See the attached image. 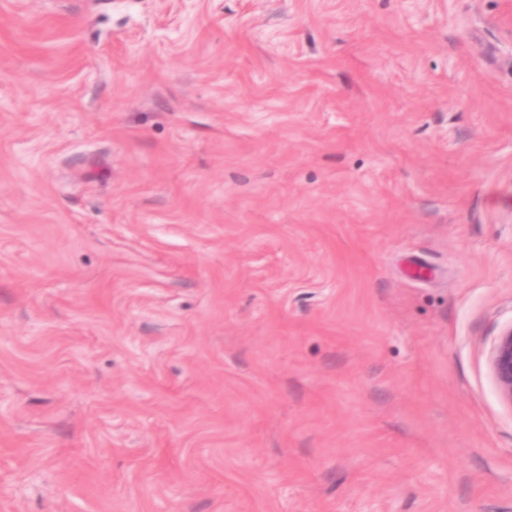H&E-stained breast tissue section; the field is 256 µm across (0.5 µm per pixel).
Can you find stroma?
Segmentation results:
<instances>
[{"label": "stroma", "mask_w": 512, "mask_h": 512, "mask_svg": "<svg viewBox=\"0 0 512 512\" xmlns=\"http://www.w3.org/2000/svg\"><path fill=\"white\" fill-rule=\"evenodd\" d=\"M512 0H0V512H512ZM491 364L500 395L512 404V326L500 334Z\"/></svg>", "instance_id": "stroma-1"}]
</instances>
